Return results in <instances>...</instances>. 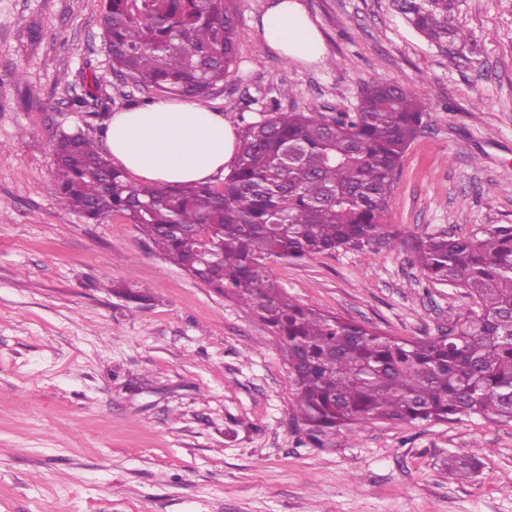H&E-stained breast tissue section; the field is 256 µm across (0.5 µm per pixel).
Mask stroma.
I'll use <instances>...</instances> for the list:
<instances>
[{
  "label": "stroma",
  "mask_w": 512,
  "mask_h": 512,
  "mask_svg": "<svg viewBox=\"0 0 512 512\" xmlns=\"http://www.w3.org/2000/svg\"><path fill=\"white\" fill-rule=\"evenodd\" d=\"M324 64L259 42L269 0H226L236 62L208 100L232 127L321 104L353 111L375 79L428 116L387 204L401 238L512 225V0H448L467 41L428 39L403 0H301ZM100 0H0V512H512V421H373L309 438L280 343L247 307L188 275L124 217L58 198L53 146L103 142L74 111L156 101L117 77ZM297 300L388 335H438L471 305L425 279L400 241L270 264ZM142 292L133 303L121 290ZM477 455L470 481L449 457Z\"/></svg>",
  "instance_id": "35a3bbf8"
}]
</instances>
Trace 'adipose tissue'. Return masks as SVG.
Here are the masks:
<instances>
[{
	"label": "adipose tissue",
	"instance_id": "ef3b65f1",
	"mask_svg": "<svg viewBox=\"0 0 512 512\" xmlns=\"http://www.w3.org/2000/svg\"><path fill=\"white\" fill-rule=\"evenodd\" d=\"M257 28L285 59L324 62V40L300 0H272ZM113 160L140 181L207 183L234 159L236 135L223 113L187 100H161L105 120Z\"/></svg>",
	"mask_w": 512,
	"mask_h": 512
}]
</instances>
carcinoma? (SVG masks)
<instances>
[{
	"label": "carcinoma",
	"instance_id": "carcinoma-1",
	"mask_svg": "<svg viewBox=\"0 0 512 512\" xmlns=\"http://www.w3.org/2000/svg\"><path fill=\"white\" fill-rule=\"evenodd\" d=\"M406 0L427 38H467L448 23V0ZM101 27L114 72L136 88L207 101L236 55L237 23L224 0H103ZM425 105L382 80L353 112L328 117L278 107L247 123L224 182L135 185L98 143L54 145L56 193L89 221L121 215L173 263L250 308L279 339L310 435L371 421H438L457 415L512 421V225L481 235L446 231L405 240L429 281L469 292L478 309L448 314V333L409 340L288 296L268 274L275 261L342 249L361 254L398 235L387 201ZM478 457L448 460L466 479Z\"/></svg>",
	"mask_w": 512,
	"mask_h": 512
}]
</instances>
